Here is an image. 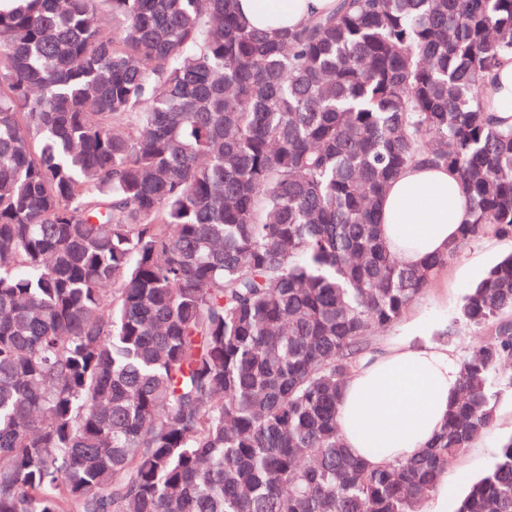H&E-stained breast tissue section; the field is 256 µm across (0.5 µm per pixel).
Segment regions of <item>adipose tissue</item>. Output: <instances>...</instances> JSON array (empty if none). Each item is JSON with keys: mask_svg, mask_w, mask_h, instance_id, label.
Returning a JSON list of instances; mask_svg holds the SVG:
<instances>
[{"mask_svg": "<svg viewBox=\"0 0 512 512\" xmlns=\"http://www.w3.org/2000/svg\"><path fill=\"white\" fill-rule=\"evenodd\" d=\"M250 27L277 31L333 11L336 0H237ZM382 237L409 265L445 253L472 220L455 172L412 166L391 182L379 207ZM461 362L448 347L399 336L361 359L337 419L347 448L369 468L409 457L434 440L460 388Z\"/></svg>", "mask_w": 512, "mask_h": 512, "instance_id": "1", "label": "adipose tissue"}]
</instances>
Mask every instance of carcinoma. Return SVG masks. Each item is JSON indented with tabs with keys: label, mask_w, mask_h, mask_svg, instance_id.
Segmentation results:
<instances>
[{
	"label": "carcinoma",
	"mask_w": 512,
	"mask_h": 512,
	"mask_svg": "<svg viewBox=\"0 0 512 512\" xmlns=\"http://www.w3.org/2000/svg\"><path fill=\"white\" fill-rule=\"evenodd\" d=\"M10 2L0 512H423L512 394V252L467 288L429 449L370 469L337 406L450 260L512 240L487 100L512 0H338L274 34L234 0ZM415 165L455 171L472 222L410 266L378 208ZM453 512H512V435Z\"/></svg>",
	"instance_id": "carcinoma-1"
}]
</instances>
